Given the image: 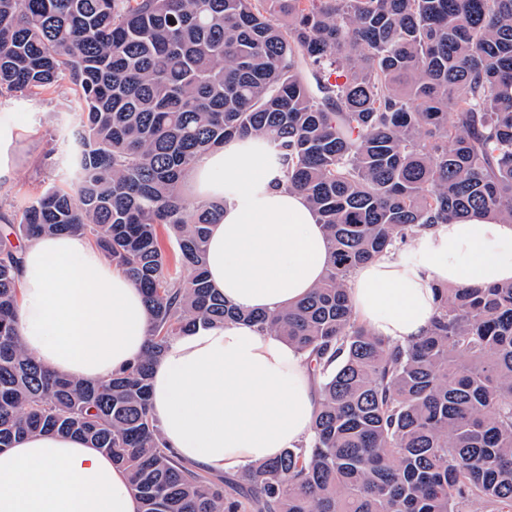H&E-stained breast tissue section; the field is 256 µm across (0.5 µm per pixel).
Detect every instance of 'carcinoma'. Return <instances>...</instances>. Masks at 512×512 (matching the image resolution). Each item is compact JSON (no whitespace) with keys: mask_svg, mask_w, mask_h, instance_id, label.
I'll return each mask as SVG.
<instances>
[{"mask_svg":"<svg viewBox=\"0 0 512 512\" xmlns=\"http://www.w3.org/2000/svg\"><path fill=\"white\" fill-rule=\"evenodd\" d=\"M63 80L72 188L34 197L0 238V450L79 436L126 470L141 512H512V282L435 286L425 336L405 345L360 323L347 293L355 268L423 228L512 221V0H0V94ZM248 136L282 160L278 183L306 197L330 255L320 285L274 313L211 287L224 204L180 190L203 154ZM61 232L88 234L145 298L147 350L108 380L51 371L20 343L10 236ZM231 321L323 365L310 442L227 481L165 447L150 377L173 337Z\"/></svg>","mask_w":512,"mask_h":512,"instance_id":"obj_1","label":"carcinoma"}]
</instances>
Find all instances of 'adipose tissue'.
I'll return each instance as SVG.
<instances>
[{"instance_id":"ef3b65f1","label":"adipose tissue","mask_w":512,"mask_h":512,"mask_svg":"<svg viewBox=\"0 0 512 512\" xmlns=\"http://www.w3.org/2000/svg\"><path fill=\"white\" fill-rule=\"evenodd\" d=\"M279 175L260 137L204 155L184 186L220 199L207 272L239 308L277 312L315 288L328 266L326 236L299 192ZM410 259L387 254L355 270L349 300L376 335L420 338L435 311L433 287L512 282V222L472 214L423 230ZM17 322L27 352L48 369L110 378L147 349L149 315L129 277L81 233L25 244ZM316 378L284 338L247 322L197 326L155 360L151 406L162 437L207 472H239L307 441L319 407ZM0 512H140L125 471L75 437L27 436L0 450Z\"/></svg>"}]
</instances>
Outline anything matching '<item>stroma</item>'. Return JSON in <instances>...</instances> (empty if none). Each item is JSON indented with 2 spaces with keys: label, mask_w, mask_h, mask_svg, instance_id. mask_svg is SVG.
<instances>
[{
  "label": "stroma",
  "mask_w": 512,
  "mask_h": 512,
  "mask_svg": "<svg viewBox=\"0 0 512 512\" xmlns=\"http://www.w3.org/2000/svg\"><path fill=\"white\" fill-rule=\"evenodd\" d=\"M73 94L69 84L53 93L21 100L0 96V125H18L23 133L15 143L16 169L10 183L0 184V216L19 221L30 201L46 187H69L62 157L76 142L60 137L61 122H74Z\"/></svg>",
  "instance_id": "stroma-1"
}]
</instances>
